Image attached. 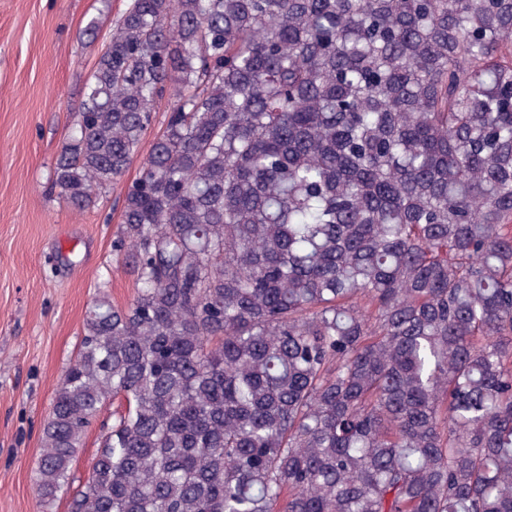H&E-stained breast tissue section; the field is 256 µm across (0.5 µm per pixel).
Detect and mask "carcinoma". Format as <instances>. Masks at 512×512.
Instances as JSON below:
<instances>
[{
	"mask_svg": "<svg viewBox=\"0 0 512 512\" xmlns=\"http://www.w3.org/2000/svg\"><path fill=\"white\" fill-rule=\"evenodd\" d=\"M165 99L41 502L97 424L69 512H512V0H129L52 171L74 209Z\"/></svg>",
	"mask_w": 512,
	"mask_h": 512,
	"instance_id": "carcinoma-1",
	"label": "carcinoma"
}]
</instances>
